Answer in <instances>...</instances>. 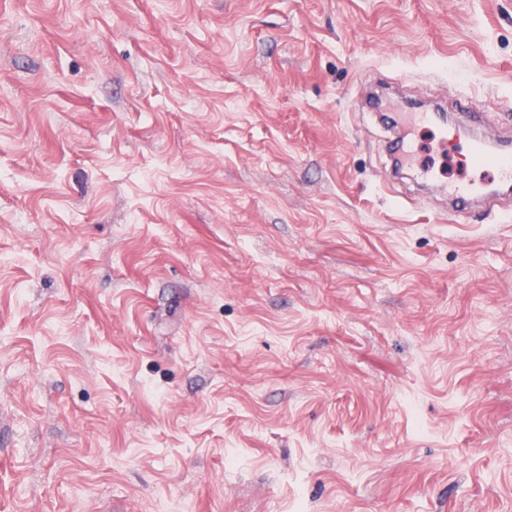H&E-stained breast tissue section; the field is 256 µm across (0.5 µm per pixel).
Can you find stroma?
<instances>
[{
  "instance_id": "35a3bbf8",
  "label": "stroma",
  "mask_w": 512,
  "mask_h": 512,
  "mask_svg": "<svg viewBox=\"0 0 512 512\" xmlns=\"http://www.w3.org/2000/svg\"><path fill=\"white\" fill-rule=\"evenodd\" d=\"M512 0H0V512H512ZM419 128L443 180L488 169ZM466 159L470 163L480 166H490L495 171L496 185L491 188H482L471 182H458L448 186V198L457 207L465 209L475 201L484 199L495 187H500L507 192L512 187V149L501 146L499 149L490 150L477 135L467 143Z\"/></svg>"
}]
</instances>
